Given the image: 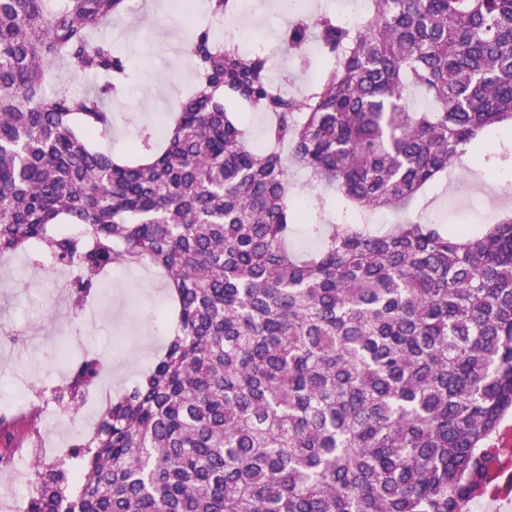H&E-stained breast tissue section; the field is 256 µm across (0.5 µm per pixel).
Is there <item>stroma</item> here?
Listing matches in <instances>:
<instances>
[{
	"mask_svg": "<svg viewBox=\"0 0 512 512\" xmlns=\"http://www.w3.org/2000/svg\"><path fill=\"white\" fill-rule=\"evenodd\" d=\"M127 19L115 20L106 34L129 58L140 85L137 100L113 105L117 131L107 147L122 152L144 121L160 119L173 92L192 86L181 45L187 38V16L171 17L167 0H131ZM292 16L258 0L248 17L253 46L271 58L275 87L301 95L321 68L324 54L309 43L303 56L285 49L283 33ZM427 202L406 210H378L367 220L371 230L384 231L405 219L424 217L458 229L461 208H470L472 224H493L512 210V166H482L463 157L460 166L441 175L430 187ZM8 276L0 277V418L20 419L44 409L77 362L87 353L104 363L101 378L87 396L104 404L134 385L151 367L169 338L173 304L163 275L141 266L112 271L76 307L71 274L58 268H35L24 256L14 257ZM96 412L80 410L52 422L41 418V439L47 447L68 450L92 423Z\"/></svg>",
	"mask_w": 512,
	"mask_h": 512,
	"instance_id": "obj_1",
	"label": "stroma"
}]
</instances>
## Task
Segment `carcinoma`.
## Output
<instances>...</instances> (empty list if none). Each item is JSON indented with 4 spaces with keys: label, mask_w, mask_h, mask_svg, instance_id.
Segmentation results:
<instances>
[{
    "label": "carcinoma",
    "mask_w": 512,
    "mask_h": 512,
    "mask_svg": "<svg viewBox=\"0 0 512 512\" xmlns=\"http://www.w3.org/2000/svg\"><path fill=\"white\" fill-rule=\"evenodd\" d=\"M236 0H205L223 23ZM127 0H0V273L22 254L74 271L79 306L114 267L162 271L164 353L64 459L34 465L27 512H467L512 414V212L473 233L359 213L401 208L512 124V0H370L361 28L297 18L329 64L296 97L270 57L206 21L182 46L201 82L131 156L100 148L129 59L101 31ZM99 79L51 93L56 65ZM417 90L433 109L414 112ZM266 113L264 150L224 97ZM337 196L302 222L289 168ZM74 225L70 233L64 226ZM102 361L55 390L79 410Z\"/></svg>",
    "instance_id": "1"
}]
</instances>
